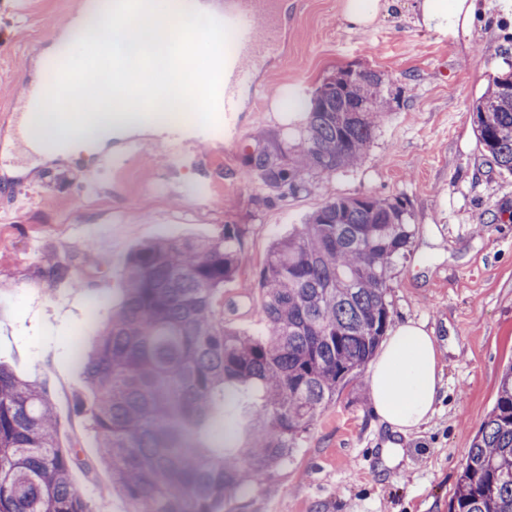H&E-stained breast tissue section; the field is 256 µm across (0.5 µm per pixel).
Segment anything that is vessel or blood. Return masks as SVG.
<instances>
[{
  "label": "vessel or blood",
  "instance_id": "obj_1",
  "mask_svg": "<svg viewBox=\"0 0 512 512\" xmlns=\"http://www.w3.org/2000/svg\"><path fill=\"white\" fill-rule=\"evenodd\" d=\"M150 2L112 0V12L100 25L111 29L120 18L146 19L151 15ZM162 7L175 17L199 21L193 37L211 48V79L197 92L202 116L195 124L177 129L167 141L171 152L192 159L198 144L224 134L239 139L243 93L254 89L257 70L282 56L285 21L279 0H163ZM122 53L119 38L106 42L97 31L80 30L71 47L61 54L42 57L45 79L22 89L28 111L45 110L57 98H66L74 106L66 119L71 131H78L85 115L77 107L86 85L96 80L104 63L116 67L119 88L130 89L128 78L119 70Z\"/></svg>",
  "mask_w": 512,
  "mask_h": 512
}]
</instances>
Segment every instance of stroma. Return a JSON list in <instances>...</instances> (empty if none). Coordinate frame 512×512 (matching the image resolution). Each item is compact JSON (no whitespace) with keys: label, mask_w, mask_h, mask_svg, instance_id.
I'll return each mask as SVG.
<instances>
[{"label":"stroma","mask_w":512,"mask_h":512,"mask_svg":"<svg viewBox=\"0 0 512 512\" xmlns=\"http://www.w3.org/2000/svg\"><path fill=\"white\" fill-rule=\"evenodd\" d=\"M346 0H281L288 51L257 75L264 111L243 100L245 148L223 140L199 146V161L171 157L158 134L103 172L96 190L87 167L32 165L21 145L10 95L31 81L34 47L49 49L76 12L73 0H31L27 16L0 0V208L10 192L30 197L14 222L0 223V363L39 378L60 420L59 441L81 444L72 479L94 512H125L106 494L104 470L88 471L98 440L76 409L88 391L70 356L73 332L92 345L109 306L124 295L122 270L142 243L158 237L206 238L236 229L242 265L224 285V316L261 337L260 272L271 244L334 197L372 195L404 201L412 237L390 281L391 323L434 331L443 351L445 397L429 424L390 433L370 401L367 375L351 380L297 441L263 491L227 500L224 512H448L471 440L490 412L502 371L512 365V174L492 168L474 133L471 105L488 76L512 61V0H475L474 15L439 32L418 22L413 0H398L368 26L345 18ZM344 69L389 80L384 117L355 166L309 176L300 190H270L247 164L260 138L295 147L303 110ZM16 169V176L5 173ZM212 203L194 208L196 184ZM68 278L43 288L47 263ZM105 308L89 317L88 305ZM403 450L386 464V443Z\"/></svg>","instance_id":"1"}]
</instances>
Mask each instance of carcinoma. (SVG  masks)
Returning a JSON list of instances; mask_svg holds the SVG:
<instances>
[{
    "label": "carcinoma",
    "mask_w": 512,
    "mask_h": 512,
    "mask_svg": "<svg viewBox=\"0 0 512 512\" xmlns=\"http://www.w3.org/2000/svg\"><path fill=\"white\" fill-rule=\"evenodd\" d=\"M384 86L379 72L341 71L315 91L295 151L259 146L248 165L269 188L296 191L309 174L356 164L375 137ZM472 114L484 155L512 174L511 62L489 77ZM410 219L399 200L336 197L277 240L259 280L265 337L224 319V282L242 262L233 229L159 238L130 254L124 300L73 357L91 391L82 411L98 437L97 465L126 512H224L241 488H262L379 347ZM219 397L235 410L229 453L206 441ZM59 428L42 384L0 364V512H92ZM448 512H512V366Z\"/></svg>",
    "instance_id": "carcinoma-1"
}]
</instances>
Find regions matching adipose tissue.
Instances as JSON below:
<instances>
[{"label": "adipose tissue", "mask_w": 512, "mask_h": 512, "mask_svg": "<svg viewBox=\"0 0 512 512\" xmlns=\"http://www.w3.org/2000/svg\"><path fill=\"white\" fill-rule=\"evenodd\" d=\"M176 26L187 34L193 30L192 22H178L167 13L157 21L122 20L119 33L126 51L138 61L127 74L137 87L114 97L111 75L103 73L90 108L97 124L87 134L74 136L68 156L75 158L89 146L105 145L116 129L149 131L161 119L162 103L194 97L199 79L194 64L200 52L176 55L172 43ZM442 371V353L432 332L409 322L398 326L370 375L374 411L391 432L405 435L431 420L443 387Z\"/></svg>", "instance_id": "1"}]
</instances>
